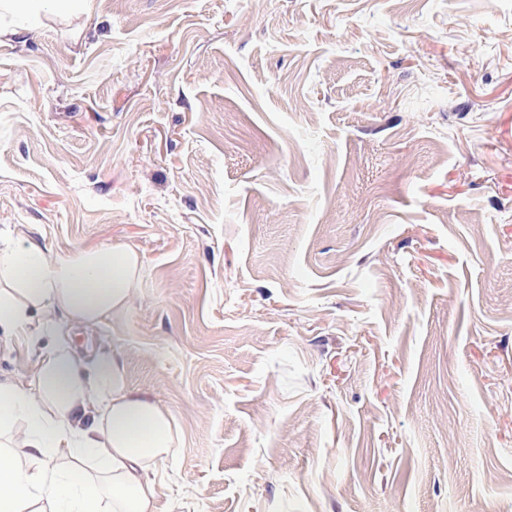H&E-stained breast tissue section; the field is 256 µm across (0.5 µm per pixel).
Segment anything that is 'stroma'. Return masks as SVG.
Here are the masks:
<instances>
[{
    "label": "stroma",
    "instance_id": "obj_1",
    "mask_svg": "<svg viewBox=\"0 0 512 512\" xmlns=\"http://www.w3.org/2000/svg\"><path fill=\"white\" fill-rule=\"evenodd\" d=\"M0 235L140 254L157 512H512V0L0 10Z\"/></svg>",
    "mask_w": 512,
    "mask_h": 512
}]
</instances>
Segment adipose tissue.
Wrapping results in <instances>:
<instances>
[{"label":"adipose tissue","mask_w":512,"mask_h":512,"mask_svg":"<svg viewBox=\"0 0 512 512\" xmlns=\"http://www.w3.org/2000/svg\"><path fill=\"white\" fill-rule=\"evenodd\" d=\"M142 274L128 247L52 259L0 237V335L56 339L31 377L0 381V512H157L143 472L173 454V417L129 390L116 359L84 374L71 339L125 308Z\"/></svg>","instance_id":"1"}]
</instances>
